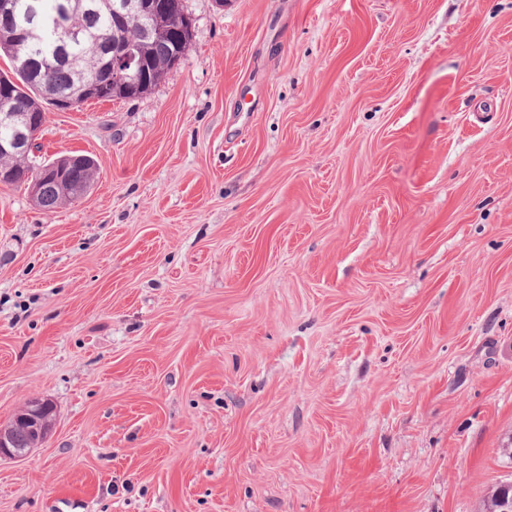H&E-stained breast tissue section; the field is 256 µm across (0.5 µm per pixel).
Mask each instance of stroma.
Instances as JSON below:
<instances>
[{"label":"stroma","mask_w":512,"mask_h":512,"mask_svg":"<svg viewBox=\"0 0 512 512\" xmlns=\"http://www.w3.org/2000/svg\"><path fill=\"white\" fill-rule=\"evenodd\" d=\"M100 165L0 183V512H480L512 479V0H184ZM30 153L1 154L0 153V175L15 172H30L37 174L43 162L32 161ZM49 162V161H48ZM43 163V165L47 164ZM83 161L72 156H63L55 159L42 168V176L50 178L43 182V190L38 206L44 211L52 212L66 203L61 197L60 186L63 190L70 192L71 174L73 168L79 167ZM99 163L91 158L84 166L74 170L73 183L78 185L81 191H88L93 184L98 170ZM54 179V180H53ZM60 183V185L57 182ZM71 193V192H70ZM53 405L49 400H35L18 414L7 427L0 428V459H16L24 456L30 449V435L19 428L14 437V429L26 427L33 435L32 443H38L49 431V416ZM16 439V441H15ZM17 442V443H16ZM18 445L19 448H16Z\"/></svg>","instance_id":"1"}]
</instances>
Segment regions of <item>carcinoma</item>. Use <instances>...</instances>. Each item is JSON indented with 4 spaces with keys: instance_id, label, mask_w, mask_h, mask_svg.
<instances>
[{
    "instance_id": "1",
    "label": "carcinoma",
    "mask_w": 512,
    "mask_h": 512,
    "mask_svg": "<svg viewBox=\"0 0 512 512\" xmlns=\"http://www.w3.org/2000/svg\"><path fill=\"white\" fill-rule=\"evenodd\" d=\"M117 2L119 0H17L14 15H0V54L8 57L12 53L5 49L4 43L18 35L28 7L37 6L43 18V37L27 45L25 69L14 67L9 73H0V84L12 85L11 112L37 109L44 122L47 106L70 101L77 108L87 102L90 97L84 93V86L102 76L111 57L112 44L116 42H135L139 57L150 70L139 95L148 93L161 82L173 67L172 61L181 60L190 49L191 39H183L177 31L166 36H147L145 32L151 20L137 13L117 25L112 14V4ZM40 167L41 163L31 160L28 154H0V175L36 174ZM99 168L96 160H89L74 170L73 183L82 191L89 190ZM63 204L60 185L53 179L44 180L38 206L52 212Z\"/></svg>"
}]
</instances>
